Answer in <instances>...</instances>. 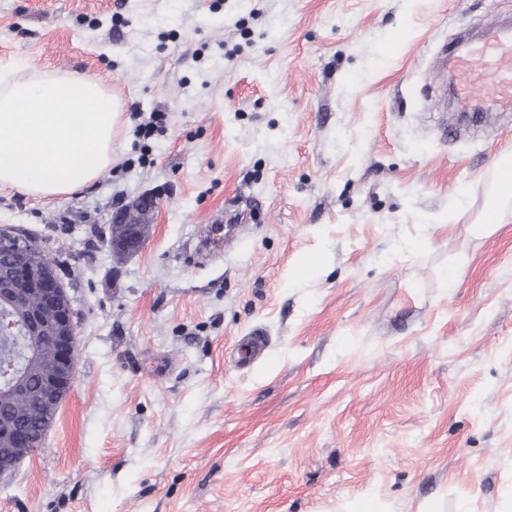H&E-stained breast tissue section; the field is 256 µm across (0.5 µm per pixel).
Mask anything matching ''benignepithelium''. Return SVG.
Here are the masks:
<instances>
[{"mask_svg":"<svg viewBox=\"0 0 512 512\" xmlns=\"http://www.w3.org/2000/svg\"><path fill=\"white\" fill-rule=\"evenodd\" d=\"M161 203V196L147 194L112 217L114 224H131L124 236L107 237L112 253L124 258L140 249L148 231L145 216ZM0 253L17 257L8 270L0 273V302L25 310L19 335L28 339L30 351L44 343L53 349L55 363L43 378L40 395L59 405L76 380L77 312L57 269L40 261L44 249L37 240L3 225Z\"/></svg>","mask_w":512,"mask_h":512,"instance_id":"obj_1","label":"benign epithelium"}]
</instances>
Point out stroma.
Instances as JSON below:
<instances>
[{
  "instance_id": "35a3bbf8",
  "label": "stroma",
  "mask_w": 512,
  "mask_h": 512,
  "mask_svg": "<svg viewBox=\"0 0 512 512\" xmlns=\"http://www.w3.org/2000/svg\"><path fill=\"white\" fill-rule=\"evenodd\" d=\"M496 18L512 0H0V71L121 103L93 183L0 190L79 314L75 385L0 512H512V214L478 226L512 114L456 132L439 74ZM149 193L116 258L101 231ZM232 199L254 218L194 259ZM162 197L157 194H147L136 200L131 205L124 208L122 211L117 212L112 217V224H130L132 225L122 237L113 239L112 228H109V237L105 233V239L109 243L112 253L116 257L124 258L135 254L142 246L147 231L148 224H145V216L155 209L159 208L162 203ZM134 216L140 217L137 222L130 223Z\"/></svg>"
}]
</instances>
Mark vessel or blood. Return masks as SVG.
Here are the masks:
<instances>
[{"instance_id":"obj_1","label":"vessel or blood","mask_w":512,"mask_h":512,"mask_svg":"<svg viewBox=\"0 0 512 512\" xmlns=\"http://www.w3.org/2000/svg\"><path fill=\"white\" fill-rule=\"evenodd\" d=\"M454 71V95L462 111L482 114L481 94L487 90L500 106H511L512 32L500 27L467 44L454 57Z\"/></svg>"}]
</instances>
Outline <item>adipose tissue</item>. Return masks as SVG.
<instances>
[{"label":"adipose tissue","instance_id":"ef3b65f1","mask_svg":"<svg viewBox=\"0 0 512 512\" xmlns=\"http://www.w3.org/2000/svg\"><path fill=\"white\" fill-rule=\"evenodd\" d=\"M119 104L89 75L0 76V188L59 198L112 163Z\"/></svg>","mask_w":512,"mask_h":512}]
</instances>
